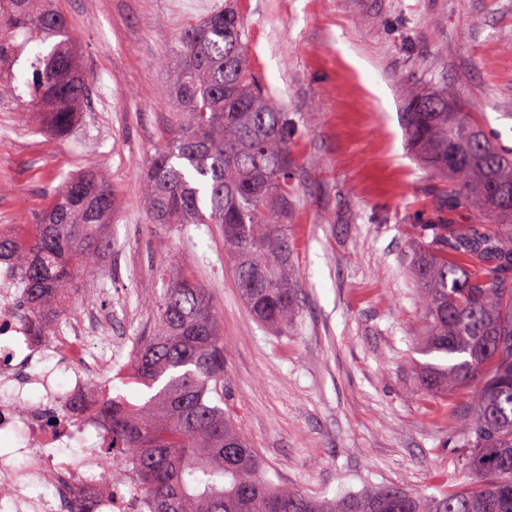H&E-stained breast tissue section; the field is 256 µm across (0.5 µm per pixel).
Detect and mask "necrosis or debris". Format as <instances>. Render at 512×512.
<instances>
[{"mask_svg":"<svg viewBox=\"0 0 512 512\" xmlns=\"http://www.w3.org/2000/svg\"><path fill=\"white\" fill-rule=\"evenodd\" d=\"M19 275L0 263V486L14 512H67L73 494L95 501V512H142L141 496L131 483L112 482L110 457L98 454L109 436L98 429L94 408L99 380L121 352L102 335L101 316H73L67 343L71 366L65 381L38 368V361L57 348L35 339L17 307ZM80 412L59 420L55 414L72 401ZM94 430L95 444L82 456L63 455V448Z\"/></svg>","mask_w":512,"mask_h":512,"instance_id":"1","label":"necrosis or debris"}]
</instances>
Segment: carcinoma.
<instances>
[{
  "label": "carcinoma",
  "mask_w": 512,
  "mask_h": 512,
  "mask_svg": "<svg viewBox=\"0 0 512 512\" xmlns=\"http://www.w3.org/2000/svg\"><path fill=\"white\" fill-rule=\"evenodd\" d=\"M22 41H17L18 36ZM60 0H0V101L36 107L58 137L72 130L93 79ZM159 143L141 190L153 224H218L246 309L288 333L298 308L288 216L293 194L288 113L274 106L249 63L235 0L180 32ZM404 125L422 165L444 180L440 204L413 228L411 260L423 331L421 390L457 398L463 432L453 440L477 482L438 495L387 486L331 498L285 490L267 477L256 449L224 411V339L208 289L178 265L151 302L152 325L137 342L122 387L102 401L112 479L131 481L147 512H512V151L446 93L410 91ZM114 197L108 176L88 170L50 199L26 240L0 232V261L13 263L19 307L35 335L56 341L69 292L94 276L111 249ZM470 212V224L451 216Z\"/></svg>",
  "instance_id": "1"
}]
</instances>
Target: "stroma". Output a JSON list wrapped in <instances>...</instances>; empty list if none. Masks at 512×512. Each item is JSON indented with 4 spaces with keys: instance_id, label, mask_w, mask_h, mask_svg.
I'll return each mask as SVG.
<instances>
[{
    "instance_id": "stroma-1",
    "label": "stroma",
    "mask_w": 512,
    "mask_h": 512,
    "mask_svg": "<svg viewBox=\"0 0 512 512\" xmlns=\"http://www.w3.org/2000/svg\"><path fill=\"white\" fill-rule=\"evenodd\" d=\"M224 0H61L93 94L70 135L0 102V222L36 223L66 176L112 179V249L72 308L112 313V339L145 335L161 275L190 259L224 336V408L284 489L312 495L397 485L433 494L473 481L444 400L417 390L418 286L405 256L438 203L401 114L409 87L459 97L512 149V0H238L251 66L288 114L289 216L300 309L287 335L247 312L220 225L150 223L141 171L171 111L172 53Z\"/></svg>"
}]
</instances>
